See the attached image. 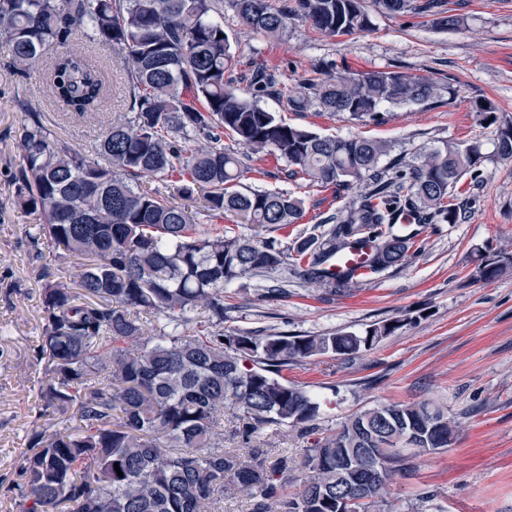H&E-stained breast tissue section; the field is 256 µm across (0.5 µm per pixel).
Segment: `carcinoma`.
I'll use <instances>...</instances> for the list:
<instances>
[{"label": "carcinoma", "mask_w": 512, "mask_h": 512, "mask_svg": "<svg viewBox=\"0 0 512 512\" xmlns=\"http://www.w3.org/2000/svg\"><path fill=\"white\" fill-rule=\"evenodd\" d=\"M375 11L421 15L437 0H373ZM241 25L279 37L301 17L329 38L373 27L365 0H0V37L13 63L43 74L53 100L69 112H92L108 96L105 71L69 47L83 35L120 53L132 116L111 121L100 158L54 137L41 113L21 127V159L8 182L19 209L39 220V234L80 260L69 281L41 293L43 410L73 414L74 428L38 433L24 454L20 512H220L224 497L259 488L249 512H341L344 465L368 485L356 512H391L383 490L409 455L450 444L442 407L389 404L348 418L314 443L300 489L285 490L287 460L256 444L262 425L299 428L319 404L282 376L289 364L317 355L351 356L401 327L376 323L361 334L323 336L224 333V288L288 265L310 284L342 292L354 269L331 271L343 256L372 243L374 275L419 252L411 224H457L468 201L454 194L466 174L480 178V144L446 145L413 165L379 166L388 145L360 135L324 136L292 126L260 104L339 113L358 124L382 122L384 105L438 103L458 94L451 84L397 70L328 76L307 90L286 86L279 69L255 65L235 86L234 55L224 35V8ZM480 123L497 125L499 158L512 160V121L494 106L476 107ZM230 144H224V139ZM285 162L286 181L346 193L367 188L318 234L292 247L227 228L199 231L177 199L199 195L211 217L285 229L303 217L304 200L286 191L244 187L241 150ZM152 178L161 187L148 188ZM512 256L483 257L490 282ZM249 445L243 458L224 447V425ZM384 461L378 479L371 461ZM119 468H114V463ZM123 476H118L117 471Z\"/></svg>", "instance_id": "obj_1"}]
</instances>
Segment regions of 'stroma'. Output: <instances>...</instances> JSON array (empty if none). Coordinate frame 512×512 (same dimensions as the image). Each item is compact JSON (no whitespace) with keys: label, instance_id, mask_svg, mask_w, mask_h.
Listing matches in <instances>:
<instances>
[{"label":"stroma","instance_id":"1","mask_svg":"<svg viewBox=\"0 0 512 512\" xmlns=\"http://www.w3.org/2000/svg\"><path fill=\"white\" fill-rule=\"evenodd\" d=\"M457 14V30L441 28L433 14H374L371 31L327 38L302 19L273 39L245 29L232 11L224 30L238 71L251 63L279 66L288 85L322 73L399 70L451 81L457 98L433 105L393 108L384 122L358 125L312 110L293 112L273 97L262 106L285 121L326 136L353 134L387 142L390 159L413 163L445 143L481 145L480 183L462 179L469 211L456 224L427 225L422 248L406 265L327 295L281 269L290 294L284 302L257 300L260 277L224 290V331L254 336H320L361 332L388 320L401 326L352 357L333 353L290 364L282 375L321 404L315 434L267 426L259 437L288 458L285 477L296 491L302 463L316 437L332 434L363 409L433 401L454 426L449 447L411 457L386 489L395 512H512V268L491 282L476 278L481 258L512 252V161L494 152V127L480 124L474 103L490 101L499 119L512 120V0H442ZM74 45L106 67L110 91L101 111L68 112L48 94L37 72L12 65L0 40V512H19L23 454L34 431L68 427V419L41 414L40 369L34 349L42 331V287L71 276L70 260L37 234L34 215L13 203L8 169L18 162L19 130L29 112L41 113L59 140L95 155L111 119L128 114L127 77L116 54L79 36ZM245 184L283 190L304 201V215L289 226L288 242L316 234L321 221L342 210L347 196L316 191L277 176L282 160L253 154Z\"/></svg>","mask_w":512,"mask_h":512}]
</instances>
